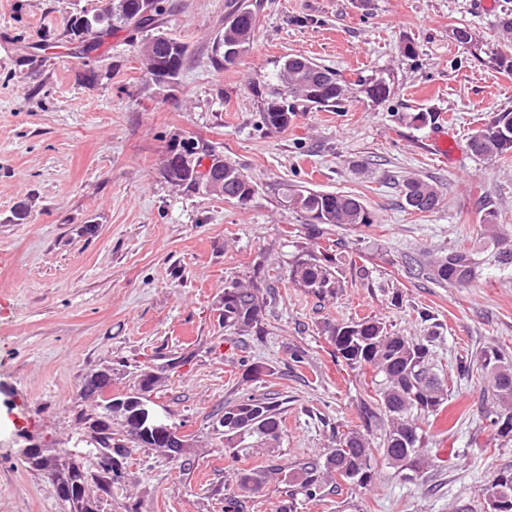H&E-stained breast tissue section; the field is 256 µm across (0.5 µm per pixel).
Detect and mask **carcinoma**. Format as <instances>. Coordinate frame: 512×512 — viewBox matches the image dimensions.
Segmentation results:
<instances>
[{
	"label": "carcinoma",
	"mask_w": 512,
	"mask_h": 512,
	"mask_svg": "<svg viewBox=\"0 0 512 512\" xmlns=\"http://www.w3.org/2000/svg\"><path fill=\"white\" fill-rule=\"evenodd\" d=\"M163 0H112V7L99 13H85L72 19L67 34L78 43L83 54L91 56L99 50L105 38L120 28L136 31L150 29L142 46V56L151 58L166 71L151 73L157 84L174 83L183 66L188 46L179 39L154 27L155 17L162 15ZM258 26L257 12L249 7L239 10L224 23V32L215 38L213 62L227 68L237 62L254 42ZM278 84L269 87L260 97L258 112L262 127L280 132L304 108H338L346 100L348 89L337 78L335 71L305 57L288 58L277 74ZM360 93L371 100L389 95V86L382 78L360 84ZM467 149L479 161L502 158L512 150V112L496 113L490 123L474 130L467 139ZM191 164L197 158H220L213 149L187 139L180 144ZM224 199L245 205L257 193V185L244 168L224 161ZM172 185L198 192L197 180L190 169L170 167L163 173ZM402 194L408 209L433 212L442 204L440 192L431 184L407 179ZM288 207L303 213L311 233L313 246L295 245L297 253L288 265V280L319 298L337 295L341 288L338 277L339 257L333 245L317 243L326 227L336 225L357 229L372 223V218L359 198L339 193H323L304 186H290L284 193ZM481 243L470 248L460 247L429 260L420 271L439 284L470 286L483 275L489 265L501 276H512V238L500 232L494 212L487 210L480 224ZM491 242L493 262L486 263L481 255L486 252L483 240ZM266 301L261 289L253 284L245 286L234 281L224 287V331L238 335L260 336ZM328 342L335 348L334 355L345 366L360 375L371 374L373 403L360 409L359 424L336 438V448L324 460L294 462L281 465L274 471L281 475L285 498L279 512H296L298 497L317 500L325 493L328 479L338 474L343 482L359 487L370 483L377 466L376 454H382L395 472L403 478L418 473L426 462L428 432L422 427V417H437L448 405L447 390L437 373L433 350L428 341L405 336L385 322L374 317L357 321L331 323L324 326ZM489 377V389L484 395L483 418L494 432V439L505 446L512 442V360L496 346H485L475 352L471 364ZM110 371L102 370L86 376L82 382L83 398L96 397L99 402L90 409L75 414L77 426L101 422V413L107 401L103 394L110 387ZM134 389L152 394L158 386L151 383L145 369L136 366ZM131 422L128 412H112V433L103 436L92 457L96 466L90 468L76 459V476L84 484L93 483L104 495L112 496V488L121 482L122 465L112 463L106 468L112 448L130 445L125 454L129 459L139 444L130 440ZM216 431L224 435V446L233 453L244 455L269 447L281 439L282 419L278 404L265 395L251 394L243 400L224 406L216 419ZM54 448H46L27 457L38 470L45 472L49 484L59 478V471L51 465ZM268 472L241 469L236 476L238 491L247 494L260 492L266 485ZM492 485L508 490L501 499L499 512H512V471L501 470Z\"/></svg>",
	"instance_id": "cac0c4a2"
}]
</instances>
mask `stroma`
<instances>
[{"mask_svg":"<svg viewBox=\"0 0 512 512\" xmlns=\"http://www.w3.org/2000/svg\"><path fill=\"white\" fill-rule=\"evenodd\" d=\"M242 2L166 0L158 26L187 44L188 57L175 83L159 86L142 66L143 34L113 33L95 61L69 42L70 20L109 0H0V512H60L24 450L73 447L86 375L111 367L121 394L129 367L178 356L184 362L158 399L194 442L188 464L140 448L121 487L103 497L91 485L88 495L100 512L134 503L141 512H277L284 494L275 479L228 508L236 470L324 455L372 395L363 376L336 362L324 322L375 316L423 336L421 308L441 325L433 350L448 385L444 418L430 428L437 464L407 480L379 461L370 484L342 485L296 512H487L482 489L512 467V445L483 428L482 382L458 361L489 344L512 355V279L488 271L470 288L440 285L411 274L405 260L470 245L486 204L512 235V154L479 162L466 149L472 130L512 111V73L479 50L512 55L498 26L512 0L490 11L482 0H262L251 51L217 67L213 40ZM458 27L476 46L454 40ZM293 55L335 69L350 95L342 109L307 110L270 133L253 83ZM376 78L390 93L373 101L358 84ZM421 111L434 113L432 124L407 121ZM439 126L450 135L444 155L431 141ZM191 137L244 167L258 186L250 203L163 178L164 154ZM409 177L439 189L438 211L404 207L398 184ZM284 184L354 195L373 222L327 231L341 243L337 297L282 280L264 335L225 334V286L262 283L259 264L287 272L293 241L307 234L302 215L280 203ZM21 206L27 218L18 221ZM364 246L375 257L361 280ZM295 349L304 366H293ZM256 362L270 375L248 379ZM262 393L279 401L284 433L272 447L232 456L212 417Z\"/></svg>","mask_w":512,"mask_h":512,"instance_id":"stroma-1","label":"stroma"}]
</instances>
